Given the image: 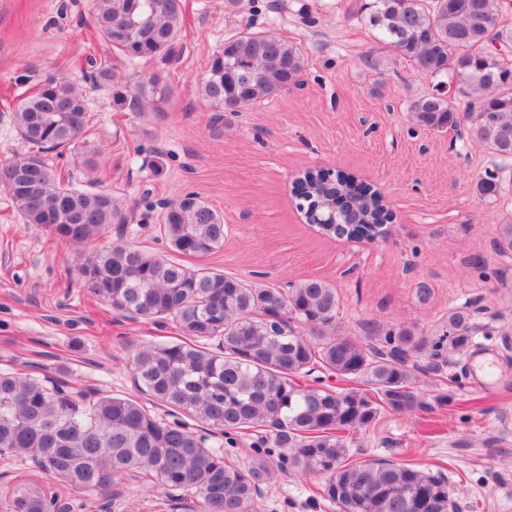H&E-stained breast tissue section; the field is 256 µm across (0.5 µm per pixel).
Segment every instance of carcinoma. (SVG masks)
<instances>
[{
  "mask_svg": "<svg viewBox=\"0 0 512 512\" xmlns=\"http://www.w3.org/2000/svg\"><path fill=\"white\" fill-rule=\"evenodd\" d=\"M498 0H361L356 15L375 47L364 66L381 70L392 50L412 61L433 89L412 98L410 123L424 131L463 127L494 165L476 182L484 199L502 194L512 168V58L488 48L512 46V26L499 18ZM97 36L126 64L143 66L175 54L186 25L184 0H95ZM85 78L112 87L119 108L164 110L173 87L158 74L134 86L107 59L88 58ZM306 55L299 44L253 22L224 38L204 66L201 96L220 114L243 112L301 84ZM14 123L31 150L0 167V184L27 224L72 243L128 223L122 203L106 190L64 183L50 153L67 150L86 170L98 165L91 145L92 115L84 89L64 75L23 93ZM304 210L330 198L342 203L344 224H320L327 237L369 239L393 215L383 194L352 176L304 172L292 185ZM162 231L185 257H204L224 245V216L195 192L162 207ZM495 249L512 255V221L500 225ZM80 287L134 318L171 320L183 338L137 346L136 379L154 402L230 434L271 428L274 448L291 450V464L325 477L324 495L343 512H448V481L411 465L378 460L344 463V431L370 426L388 408L427 409L409 390L408 359L426 357L439 374L449 353L466 350L474 327L469 311L451 308L436 334L414 325L386 333L389 350L331 333L336 288L308 279L287 288H258L224 272L187 266L128 242L99 248L75 265ZM316 367L340 377L364 376L379 400L359 391L302 386L295 376ZM0 457L32 460L50 479L86 491H107L139 473L176 497L198 501L201 512H259L255 497L273 476L271 452L243 465L224 458L221 445L186 422L167 423L142 404L117 396L93 398L45 377L0 371ZM5 512H60L52 486L22 476L0 489Z\"/></svg>",
  "mask_w": 512,
  "mask_h": 512,
  "instance_id": "carcinoma-1",
  "label": "carcinoma"
}]
</instances>
